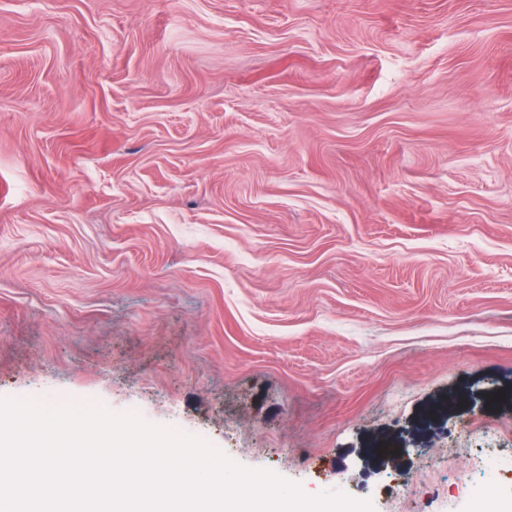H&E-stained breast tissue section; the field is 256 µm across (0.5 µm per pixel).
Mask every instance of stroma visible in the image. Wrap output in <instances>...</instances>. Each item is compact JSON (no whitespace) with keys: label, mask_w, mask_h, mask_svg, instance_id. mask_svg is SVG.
Segmentation results:
<instances>
[{"label":"stroma","mask_w":512,"mask_h":512,"mask_svg":"<svg viewBox=\"0 0 512 512\" xmlns=\"http://www.w3.org/2000/svg\"><path fill=\"white\" fill-rule=\"evenodd\" d=\"M0 398L512 499V0H0Z\"/></svg>","instance_id":"35a3bbf8"}]
</instances>
